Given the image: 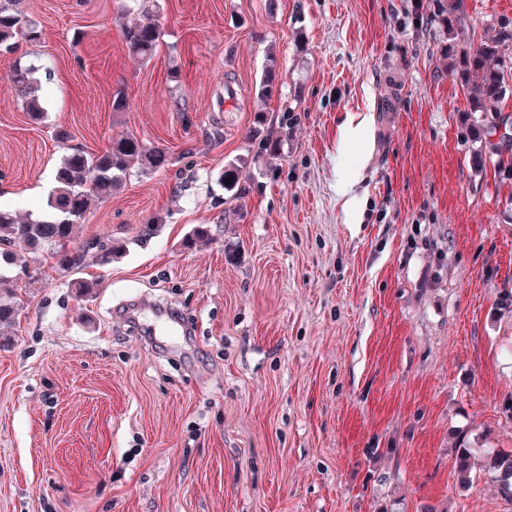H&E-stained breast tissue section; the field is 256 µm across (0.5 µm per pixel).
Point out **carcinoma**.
I'll list each match as a JSON object with an SVG mask.
<instances>
[{"instance_id": "obj_1", "label": "carcinoma", "mask_w": 512, "mask_h": 512, "mask_svg": "<svg viewBox=\"0 0 512 512\" xmlns=\"http://www.w3.org/2000/svg\"><path fill=\"white\" fill-rule=\"evenodd\" d=\"M22 0H0V49L12 52L17 39L30 42L41 39V31L20 10ZM433 17L446 26L450 42L448 55L460 83L465 102L464 112L479 142L472 154L474 172L483 174L492 168L502 181L512 182V141L499 137L496 126H512V115L504 112L503 103L512 87V54L507 42L512 34L475 41L467 32L463 0H437ZM160 29L157 19L148 11L142 18L125 27V47L129 55L146 61L152 58ZM275 58L268 59L261 79L260 94L268 96L275 80ZM9 80L34 120L43 110L38 95V82L30 68L16 67ZM171 165L167 152L148 148L134 135L113 141L100 153L73 149L66 153L56 170V187L47 197L42 216L32 219L0 209V265L12 266L21 252L37 248L50 250L58 266L76 269L85 260L83 248H70L73 231L82 223L89 208L112 197L133 169L154 173ZM93 259L100 266L112 262L114 247L100 241L93 245ZM454 471L460 485L472 486L481 477L495 483L500 493L512 501V451L492 449L484 458L479 472H474L472 449L462 439L454 448Z\"/></svg>"}]
</instances>
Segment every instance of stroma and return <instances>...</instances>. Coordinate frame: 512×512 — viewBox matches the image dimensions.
<instances>
[{
  "mask_svg": "<svg viewBox=\"0 0 512 512\" xmlns=\"http://www.w3.org/2000/svg\"><path fill=\"white\" fill-rule=\"evenodd\" d=\"M463 7L477 37L512 29V0ZM23 8L43 34L0 52V208L42 214L71 146L132 134L172 163L76 226L74 245H123L111 265L26 257L39 282L0 338V512H512L453 468L461 433L512 450V186L473 170L445 27L410 0ZM142 10L146 63L123 37ZM238 160L236 199L219 179ZM141 17L125 27L124 40L129 55L146 61L151 59L155 52L160 29L157 19L150 12H142ZM33 73L31 68L16 67L11 71L9 80L18 96L23 100L31 118L38 120L42 116L43 110L38 95V82Z\"/></svg>",
  "mask_w": 512,
  "mask_h": 512,
  "instance_id": "35a3bbf8",
  "label": "stroma"
}]
</instances>
